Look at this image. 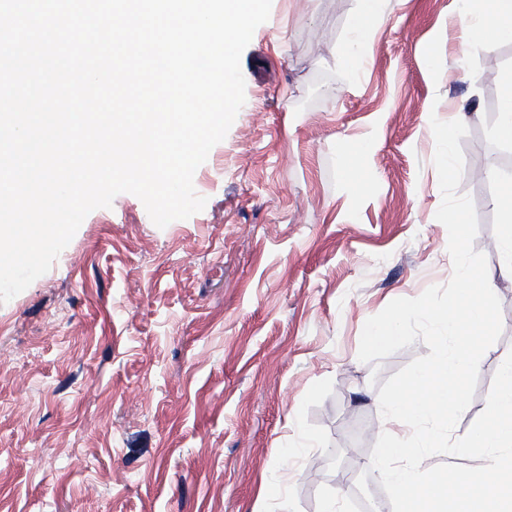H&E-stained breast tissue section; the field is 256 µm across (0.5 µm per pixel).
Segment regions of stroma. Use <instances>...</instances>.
I'll use <instances>...</instances> for the list:
<instances>
[{"instance_id": "stroma-1", "label": "stroma", "mask_w": 512, "mask_h": 512, "mask_svg": "<svg viewBox=\"0 0 512 512\" xmlns=\"http://www.w3.org/2000/svg\"><path fill=\"white\" fill-rule=\"evenodd\" d=\"M358 0H272L241 56L246 100L194 174L205 208L158 228L129 193L90 212L0 304V512H345L381 497L378 392L415 342L363 363L366 320L453 272L430 119L461 120L503 332L463 436L512 351L496 134L512 42L460 45L470 0H381L357 74ZM367 147L365 184L345 177ZM366 475L369 496L356 487Z\"/></svg>"}]
</instances>
